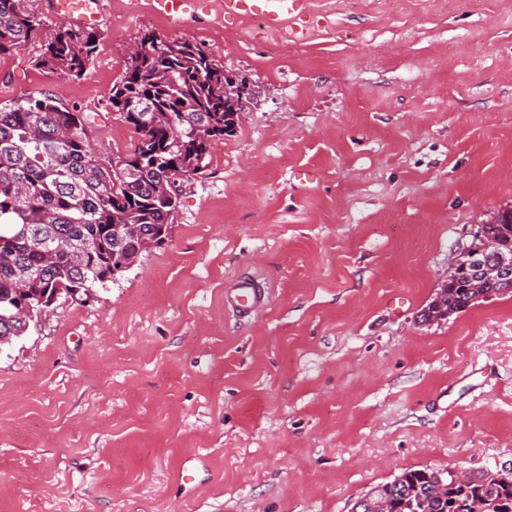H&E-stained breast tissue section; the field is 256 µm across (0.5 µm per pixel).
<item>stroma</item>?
I'll list each match as a JSON object with an SVG mask.
<instances>
[{
  "instance_id": "35a3bbf8",
  "label": "stroma",
  "mask_w": 512,
  "mask_h": 512,
  "mask_svg": "<svg viewBox=\"0 0 512 512\" xmlns=\"http://www.w3.org/2000/svg\"><path fill=\"white\" fill-rule=\"evenodd\" d=\"M307 36L104 0L67 80L33 41L0 105L49 94L127 151L109 99L144 31L203 45L246 110L170 238L0 352V512H351L407 469H512V293L425 323L512 205V0H304ZM311 170V180L294 173ZM255 278L242 319L224 289ZM224 303L240 316H251L264 308L265 292L254 280L241 276L225 291Z\"/></svg>"
}]
</instances>
